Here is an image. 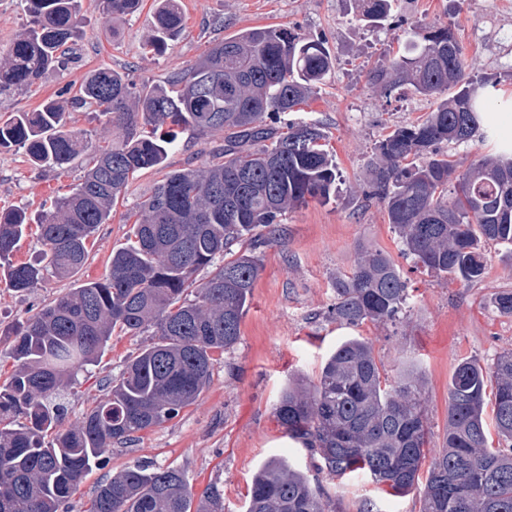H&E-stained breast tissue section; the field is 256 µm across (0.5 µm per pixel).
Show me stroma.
<instances>
[{"instance_id":"stroma-1","label":"stroma","mask_w":512,"mask_h":512,"mask_svg":"<svg viewBox=\"0 0 512 512\" xmlns=\"http://www.w3.org/2000/svg\"><path fill=\"white\" fill-rule=\"evenodd\" d=\"M83 36L76 60L64 75L49 72L31 86L0 95V115L31 112L56 97L63 86L79 87L94 70L109 67L128 73L135 83L164 85L195 63L214 40L257 26L294 27L307 37L324 38L335 68L305 105L302 119L321 122L328 148L336 155L341 181L335 201L316 202L288 211L275 242L256 254L261 271L240 326V340L219 356L211 383L196 405L139 439L112 448L107 468L94 471L71 501L70 512H82L98 482L134 464L175 466L185 471L194 494L210 484L224 492V512H243L257 469L275 456L314 478L336 512H421L422 490L393 497L378 490L369 476L330 480L319 474L318 455L289 439L273 407L289 380H315L322 363L346 338L373 343L389 377L413 368L425 382L426 411L432 447H441L448 421V380L458 361L468 358L490 365L512 349V317L497 314L490 295L512 290V257L487 245V270L481 281L465 284L434 277L403 257L396 231L376 202L365 201L361 187L375 142L385 127L406 125L430 112L432 99L407 88L382 98L368 84L370 72L405 42L403 26L387 22L371 27L359 21L353 0H190L183 6L184 28L163 51L148 41L154 0L117 20L102 17L98 0H79ZM407 23L452 25L476 76L496 83L502 104H512V0H400L396 10ZM497 139L449 145L448 153L468 166L495 152L499 140H512V123L498 113L486 115ZM220 135L201 137L191 130L177 135L167 168L199 165L198 154L218 145ZM85 158L66 170L33 165L24 149L0 150V211L25 209L30 227L14 262H37L43 251L39 223L45 201L64 197L81 183ZM163 177L159 170L135 174L112 218L100 225L89 243V259L72 279L46 275L38 288L14 292L0 286V332L24 322L74 285L100 280L113 250L131 235L127 213L148 198ZM388 252L410 288V309L402 323L348 327L328 315L335 301L337 276L348 272L363 248ZM150 333L114 334L108 351L87 371L79 372L65 391L64 425H72L106 392L125 362L150 343Z\"/></svg>"}]
</instances>
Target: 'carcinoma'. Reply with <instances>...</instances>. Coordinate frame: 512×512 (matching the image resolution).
I'll return each mask as SVG.
<instances>
[{
  "label": "carcinoma",
  "instance_id": "obj_1",
  "mask_svg": "<svg viewBox=\"0 0 512 512\" xmlns=\"http://www.w3.org/2000/svg\"><path fill=\"white\" fill-rule=\"evenodd\" d=\"M27 2L29 26L0 47V95L50 70L68 71V47L81 33L78 0ZM396 2L357 0L360 20L380 24ZM100 5L104 17L121 18L138 0ZM181 29L180 0H158L151 47L165 48ZM469 68L452 26H410L403 48L370 73L369 85L381 96L407 86L436 104L423 119L380 135L362 189L365 200L384 207L404 256L438 278L467 284L486 273L484 244L512 253V151L461 171L445 150L488 137L481 113L498 109L489 83L471 78ZM332 69L325 40L291 27L251 28L212 43L169 87H138L102 68L77 93L67 86L62 100L0 119V148L20 146L38 167L64 170L93 152L83 182L42 216L41 263L12 260L26 212L0 214V282L15 292L37 287L48 270L71 278L83 268L90 238L124 198L130 177L165 168L175 139L159 129L224 132L218 160L171 170L157 183L135 212V241L112 252L103 279L49 301L14 330L7 351L13 371L0 382V512H69L84 480L109 463L112 445L179 416L209 386L215 354L240 338L260 272L256 247L274 240L288 210L336 193L339 173L320 124L266 123L270 114L300 111ZM87 104L119 131L111 144L96 146L67 128L66 112ZM205 267L210 275L198 284L194 275ZM190 289L194 299L187 300ZM335 293L330 314L346 326L394 323L409 308L400 267L379 249L361 250L336 279ZM490 304L512 316V291L497 292ZM150 329L154 340L127 360L106 397L61 428V392L102 358L113 333ZM489 381L505 450L489 447ZM274 414L289 438L319 456L329 477L365 474L399 496L418 484L425 466L421 512H512V349L488 367L457 363L440 448L429 447L421 376L410 371L390 381L373 344L360 336L336 346L317 382L288 383ZM86 512H224V492L212 485L196 498L184 471L133 465L99 483ZM246 512H333V503L280 456L254 474Z\"/></svg>",
  "mask_w": 512,
  "mask_h": 512
}]
</instances>
